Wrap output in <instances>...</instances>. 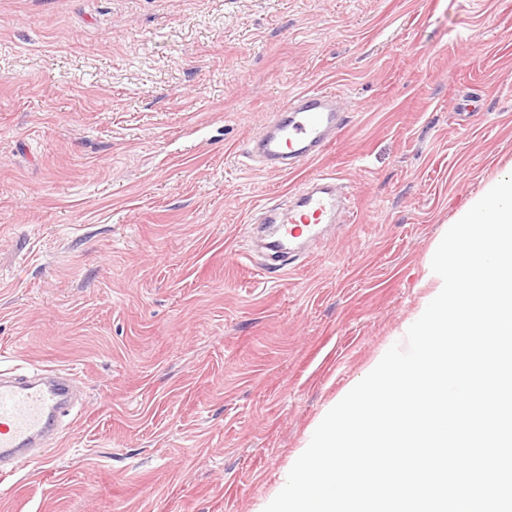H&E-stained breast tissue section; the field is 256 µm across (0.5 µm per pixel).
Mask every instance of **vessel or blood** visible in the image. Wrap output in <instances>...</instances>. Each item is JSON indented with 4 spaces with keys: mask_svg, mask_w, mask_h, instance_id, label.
I'll use <instances>...</instances> for the list:
<instances>
[{
    "mask_svg": "<svg viewBox=\"0 0 512 512\" xmlns=\"http://www.w3.org/2000/svg\"><path fill=\"white\" fill-rule=\"evenodd\" d=\"M346 127L335 95L323 90L301 93L254 139L252 156L264 167L293 170L315 160ZM335 177L318 174L293 190L288 209L265 208L271 233L269 254L286 262L293 247L315 241L324 225L335 223L341 208ZM71 399L70 380L57 369L0 379V485L13 473L4 462L22 464L25 453L52 430Z\"/></svg>",
    "mask_w": 512,
    "mask_h": 512,
    "instance_id": "b4317fda",
    "label": "vessel or blood"
}]
</instances>
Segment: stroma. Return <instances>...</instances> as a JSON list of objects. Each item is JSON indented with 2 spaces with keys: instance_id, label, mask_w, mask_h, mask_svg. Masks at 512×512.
<instances>
[{
  "instance_id": "stroma-1",
  "label": "stroma",
  "mask_w": 512,
  "mask_h": 512,
  "mask_svg": "<svg viewBox=\"0 0 512 512\" xmlns=\"http://www.w3.org/2000/svg\"><path fill=\"white\" fill-rule=\"evenodd\" d=\"M320 88L325 155L245 166ZM511 166L512 0H0V366L82 389L0 512H260ZM320 173L345 222L266 273L249 224Z\"/></svg>"
}]
</instances>
